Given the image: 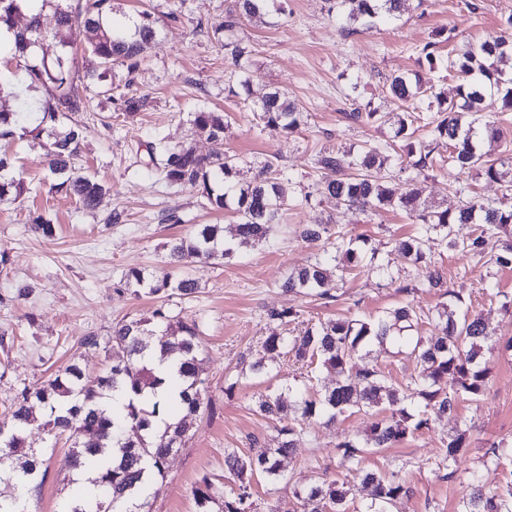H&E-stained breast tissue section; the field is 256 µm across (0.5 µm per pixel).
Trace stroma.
<instances>
[{
  "instance_id": "obj_1",
  "label": "stroma",
  "mask_w": 512,
  "mask_h": 512,
  "mask_svg": "<svg viewBox=\"0 0 512 512\" xmlns=\"http://www.w3.org/2000/svg\"><path fill=\"white\" fill-rule=\"evenodd\" d=\"M152 4L158 33L134 78L135 89L147 97L145 110L130 118L117 115L112 101L92 89L86 111L73 117L81 128L73 166L109 186L103 210L83 209L66 192L52 189L44 137L28 133L0 143L26 185L19 198L0 202V253L8 258L0 266V410L17 389L41 384L73 354H80L87 376H96L105 357L80 352L79 339L90 333L106 335L117 321L148 318L160 304H168L200 325L209 406L195 420L186 446L170 456L163 482L151 490L150 510L196 512L192 489L202 477H210L220 495L233 485L224 472L225 450L249 453L254 437L269 447L277 445L275 423L257 412L256 402L267 389L299 377L301 370L282 358L277 378L250 373V364L261 356L263 337L288 332L287 326L268 320L270 308H293L306 321L375 317L401 302L400 286L418 284L434 268L446 287L460 292L461 311L482 318L489 343L512 339V310L504 311L498 299L502 293L512 296V268L448 250L436 236L424 248L425 264L414 267L391 260L392 278L383 282L369 263H362L345 274L332 300L282 288L291 270L314 254L296 237L298 225H329L333 236L362 241L365 255L384 259H391L396 240L416 234L417 224L402 210L354 213L340 200L317 194L316 156L323 150L356 151L366 145L400 148L402 142L390 126L353 121L350 112L365 107L394 111L385 84L398 72L420 73L424 83L455 96L454 72L429 69L422 47L437 42L445 57L464 45L476 47L505 34L512 0H412L399 20L371 31L344 27L329 13L327 0H276V11L261 21L243 20L234 34L251 51L247 89L228 51L212 37L234 0H185L175 21L167 17L172 0ZM275 89L308 116L306 125L285 136L271 134L256 116L262 98ZM202 104L223 113V139L191 136L188 114ZM154 131L200 153H235L255 165L278 156L292 182V199L268 245L224 260L192 263L187 272L199 289L191 298L174 294L164 299L122 282L132 267L149 273L165 270V244L188 236L194 225L220 224L225 235L234 232L230 212L205 206L195 191L166 188L146 167L145 143ZM503 192V184L447 165L427 180L420 204L428 210L453 209L471 198L500 199ZM111 209L123 212V223L105 224ZM168 211L179 216V223L162 222ZM37 215L53 224V238L31 230L30 220ZM25 284L31 294L17 298V286ZM355 360L377 363L395 384L406 383L416 370L407 349L389 343L372 345L369 354H357ZM490 367L478 400L462 401L455 414L403 443L365 454V470L398 471L411 488L391 512H455L468 491L470 472H477L481 485L490 490L502 487L512 475V357L492 356ZM381 416L374 409L308 425L294 454L284 459L281 479L254 482L258 512H302L294 495L298 481L339 477L355 485L357 499H366L368 489L361 487L356 472L341 465L336 445L345 435L364 433ZM462 420L473 432L458 473L450 478L439 462L449 433ZM494 442L509 454L500 465H484L485 450ZM26 445L44 449L48 469L41 494L32 503L34 512H64L74 491L63 481L71 471L67 445L51 446L37 427L28 432Z\"/></svg>"
}]
</instances>
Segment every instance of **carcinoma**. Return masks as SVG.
I'll list each match as a JSON object with an SVG mask.
<instances>
[{"mask_svg": "<svg viewBox=\"0 0 512 512\" xmlns=\"http://www.w3.org/2000/svg\"><path fill=\"white\" fill-rule=\"evenodd\" d=\"M56 27L52 38L60 47L52 59L42 58L38 66L26 64L28 50L41 45V13L26 17L24 26L17 25L22 15L18 0H0V27L13 31L14 45L6 51L9 62L23 67L33 83L46 93L39 102L25 101L19 112L0 111V139L13 137L12 128L29 121L39 113V121L30 133L46 136L48 168L57 179L54 187L66 189L82 208L98 209L108 189L91 174L73 171L72 160L79 149V132L69 127L58 129L61 119L84 112L87 108L88 86L76 70V58L70 41L72 30L84 27L90 34L87 51L96 60L102 74L110 73L115 82L103 90L113 95L115 111L133 115L143 109L146 98L132 88L133 78L143 54L157 34L154 12H139L134 29L125 31L112 25L113 0H54ZM269 0H235V8L224 16V23L212 30L213 38L230 51L232 64L246 68L248 51L235 40L233 33L241 18L264 17ZM408 0H334L336 12L348 21H359L366 30L382 22H392L407 9ZM448 70L457 75L456 98L448 99L432 86H425L418 75L393 74L388 78L391 98L404 106L416 99L427 101V109H436L426 126L430 136L448 143V157L439 160L431 151L408 146V155L417 174L426 176L436 168L453 165L465 172L477 170L490 181H501L507 171L505 162L486 158L479 151L483 137H499V129L482 119L485 100L497 97L501 107L512 109V37H499L477 50L463 47L447 59ZM471 120L462 122L463 114ZM354 121L366 119L396 125L395 136L406 137L412 112L390 115L388 112L357 111L349 114ZM260 119L274 134H288L304 123L303 113L280 92H271L260 105ZM194 133L211 140L224 137V114L202 105L191 113ZM148 162L163 184L176 190H195L217 210H230L236 217L235 242L226 245L224 229L218 224H201L187 237L170 242L168 266L151 277L138 268L128 269L123 283H134L152 295L174 291L180 296L197 292L198 285L185 272L188 264L232 256L243 247H257L269 240L272 225L279 223L288 206L284 173L278 157L272 156L249 180L241 178L248 162L237 154H201L187 145L171 144L154 133L147 143ZM390 156L375 146L356 153L324 152L317 156L322 170L316 191L336 197L354 211H377L398 207L418 221L417 234L395 241L393 250L407 264L416 265L424 257L425 239L431 233L442 236L450 250L473 255H490L498 267H512V244L498 246L500 233L512 225V195L504 193L497 201L469 200L455 209L428 211L420 208L421 188L414 186L398 194L384 180ZM11 159L0 155V200L20 196L23 184L13 174ZM455 224H475V234L464 240L453 236ZM302 241L320 246L319 253L308 265L290 273L282 288L287 292L302 290L320 299H331L339 288L344 273L359 266L362 251L343 241H330L326 224H305L299 230ZM443 279L436 271L426 272L419 284L405 286L400 292L407 299L398 307L374 319H344L301 324L288 336L270 335L262 339L263 357L251 365L255 375L269 376L272 367L266 358L286 356L296 363L318 360L322 366L340 376L336 386L323 393H310L299 385L288 386V393L270 391L257 402L258 412L278 421V447L267 448L252 439V452L241 456L224 451V469L234 477V486L224 495L222 512H256L253 481L265 477L275 481L281 477L282 458L297 447L303 425L321 415L333 421L336 415L351 410L382 409L388 415L378 419L363 437L346 436L336 448L343 461L362 473V483L372 487L370 501L361 504L358 512H389V506L410 492L399 472L383 474L361 469L364 454L388 448L406 440L431 422L457 411L460 400L476 401L483 393L489 376L486 353L487 330L478 318L468 319L458 311L460 293L446 291L448 302L438 312L437 325L442 335L427 339H411L410 355L418 371L401 386L386 379L377 365L360 368L354 355L372 342H383L394 334L413 327L416 309L408 297L423 288H441ZM268 319L294 323L298 312L288 307L273 308ZM86 350L105 353L119 360L106 366L94 379L85 376L77 359H72L54 377L35 387L19 389L5 407L0 420V471L15 474L14 493L0 494V512H17L19 495L36 497L47 477L43 460L33 448L26 447L25 430L39 425L54 439L70 442L71 469L97 466L92 483L96 492L87 498H73L65 512H147L149 484L165 478L169 456L186 444L193 419L206 407L202 346L199 324L183 320L162 303L152 317L124 319L112 325L108 334H89L79 340ZM160 353V359L175 358L185 381L181 392L186 404L185 415L164 423V430L155 427L156 420L168 409L160 402L146 399L149 389L160 384L148 355ZM114 392L126 400L114 417L102 404ZM47 411V418L36 423L35 409ZM470 426L462 423L448 435L441 458L448 476L456 472L460 454L468 447ZM196 512H210L214 501L213 482L204 476L192 491ZM304 512H349L352 498L347 482L334 478L303 485L295 490ZM457 512H512V479L498 491H485L471 481L470 493L457 505Z\"/></svg>", "mask_w": 512, "mask_h": 512, "instance_id": "1", "label": "carcinoma"}]
</instances>
